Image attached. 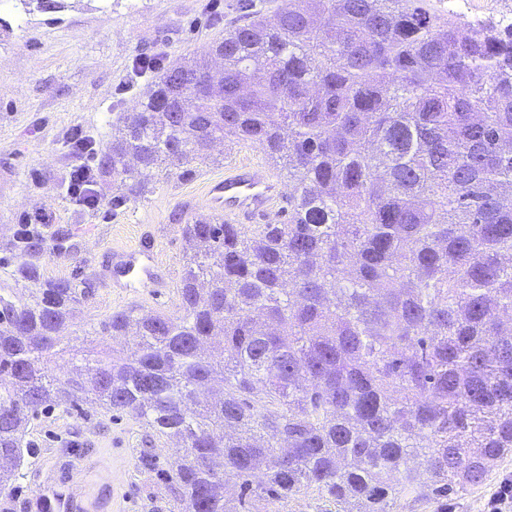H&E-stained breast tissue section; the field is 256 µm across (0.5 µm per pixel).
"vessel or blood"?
Masks as SVG:
<instances>
[{"instance_id": "vessel-or-blood-1", "label": "vessel or blood", "mask_w": 512, "mask_h": 512, "mask_svg": "<svg viewBox=\"0 0 512 512\" xmlns=\"http://www.w3.org/2000/svg\"><path fill=\"white\" fill-rule=\"evenodd\" d=\"M281 195L275 174L262 167L235 170L208 189L211 209L223 214L229 224L264 220ZM106 284L124 289L143 286L158 297L169 286L168 271L158 262L151 240L146 239L138 248L113 252ZM35 508L37 512H89L90 506L84 491L74 487L59 491L46 482Z\"/></svg>"}]
</instances>
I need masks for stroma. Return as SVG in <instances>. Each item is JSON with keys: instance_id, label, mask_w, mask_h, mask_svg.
<instances>
[{"instance_id": "1", "label": "stroma", "mask_w": 512, "mask_h": 512, "mask_svg": "<svg viewBox=\"0 0 512 512\" xmlns=\"http://www.w3.org/2000/svg\"><path fill=\"white\" fill-rule=\"evenodd\" d=\"M54 12L36 0L22 17L0 15V286L28 293V281L14 278L7 244L30 219L41 216L65 231L40 257L44 279L95 281L113 248L132 249L144 233L155 239L158 258L171 286L162 298L147 289L131 291L96 285L79 308L74 329L79 345L108 344L100 333L113 311L134 306L144 312L173 315L187 261L179 213L208 212L209 185L232 170L266 164L250 142L221 143L215 162L196 176L180 180L152 172L151 193L142 199L121 197L119 181L97 180L100 203L75 205L67 193L73 166L95 164L76 152L73 131L92 136L104 148L117 115L134 111L151 75L134 78L140 59L167 61L203 52L225 27L241 21L248 4L275 9L282 0H59ZM36 449L21 466L11 512L29 506L48 476L58 486L82 482L104 512H168L172 493L161 468L182 457L172 438L145 428L132 416L112 413L95 402L67 413L40 416L26 436ZM156 465L143 468L141 450ZM512 475V453L504 456L484 485L452 497L448 512H488L487 503L504 477Z\"/></svg>"}]
</instances>
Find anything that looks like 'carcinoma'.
Segmentation results:
<instances>
[{
  "mask_svg": "<svg viewBox=\"0 0 512 512\" xmlns=\"http://www.w3.org/2000/svg\"><path fill=\"white\" fill-rule=\"evenodd\" d=\"M220 53L224 88L208 80ZM216 141L288 178L283 224L186 218L178 314L112 312L125 356L71 346L89 281H44L51 233L0 287V499L30 420L95 400L185 455L170 512H448L512 452V22L434 0H283L169 62L97 171L188 179ZM67 357L65 380L48 363ZM239 485L236 501L224 487Z\"/></svg>",
  "mask_w": 512,
  "mask_h": 512,
  "instance_id": "cac0c4a2",
  "label": "carcinoma"
}]
</instances>
